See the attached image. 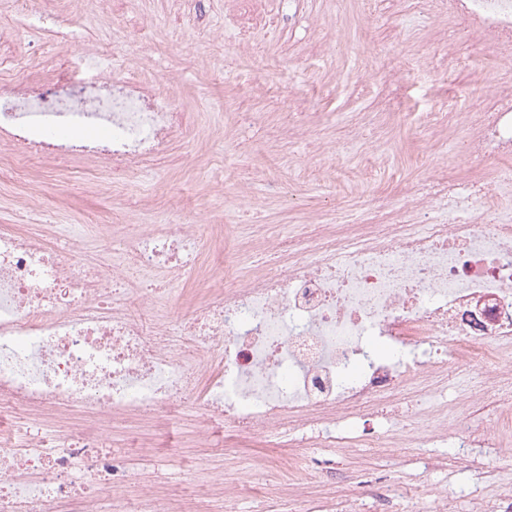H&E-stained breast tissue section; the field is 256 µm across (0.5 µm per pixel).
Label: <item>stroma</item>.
Here are the masks:
<instances>
[{
    "label": "stroma",
    "mask_w": 512,
    "mask_h": 512,
    "mask_svg": "<svg viewBox=\"0 0 512 512\" xmlns=\"http://www.w3.org/2000/svg\"><path fill=\"white\" fill-rule=\"evenodd\" d=\"M234 0H34L33 12L18 16L0 0V36L15 55V77H38L42 60L73 56L99 44L111 45L122 75L154 74L197 124L176 141L169 155L119 193L100 181L91 162L63 167L32 161L21 170L0 169V224L32 216L35 233L48 224H115L138 228L171 210L184 220L224 222L240 190L258 200L257 224L294 231L319 210L394 195L397 185H414L438 168L454 164V138L467 126H449L432 139L423 130L425 112L444 105L479 112L471 91L512 83V60L485 59L482 46L465 35L460 19L413 14L408 0H266L275 18L271 33L256 37L240 54L224 32V13ZM454 34L459 66L449 76L436 71L443 30ZM279 60L275 71L267 59ZM406 65L399 87L383 79L384 68ZM293 98L332 147L314 152L307 141H273L268 131L280 121L282 101ZM448 400L478 399L494 418V395L479 370L466 369L448 381ZM223 449L196 447L183 422H170L147 447L131 449L141 466L137 481L156 478L153 460H174L170 478L185 508L202 493L213 467L234 481L250 474L265 484L264 459L274 443L234 436L216 425ZM503 448H456L431 443L383 451L374 448H313L317 468L344 463L357 480L371 484L410 483L421 495L411 512H432L449 498L453 512H470L483 477H507Z\"/></svg>",
    "instance_id": "obj_1"
}]
</instances>
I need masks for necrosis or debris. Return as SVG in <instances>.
<instances>
[{
  "label": "necrosis or debris",
  "mask_w": 512,
  "mask_h": 512,
  "mask_svg": "<svg viewBox=\"0 0 512 512\" xmlns=\"http://www.w3.org/2000/svg\"><path fill=\"white\" fill-rule=\"evenodd\" d=\"M463 19L489 53L512 48V0H430ZM81 76H8L0 56V149L15 166L89 160L113 189L164 157L191 123L154 81L113 73L112 53H82ZM468 115L460 161L493 159L496 181L439 172L401 204L374 199L356 224L310 216L302 232L270 226L281 264L235 265L224 285L189 289L219 224H153L122 235L120 260L92 263L69 228L34 235L0 226V438L24 422V444L0 445V512H185L162 481L125 488L131 463L112 426L194 408L201 446L215 420L313 448H400L402 429L338 434L399 394L429 422L424 442L499 448L512 434V87ZM181 297L186 306L173 311ZM383 346L386 356L375 348ZM463 365L490 380L494 420L461 415L432 395ZM273 490L307 506L313 462L264 461Z\"/></svg>",
  "instance_id": "4bbe7bcc"
}]
</instances>
